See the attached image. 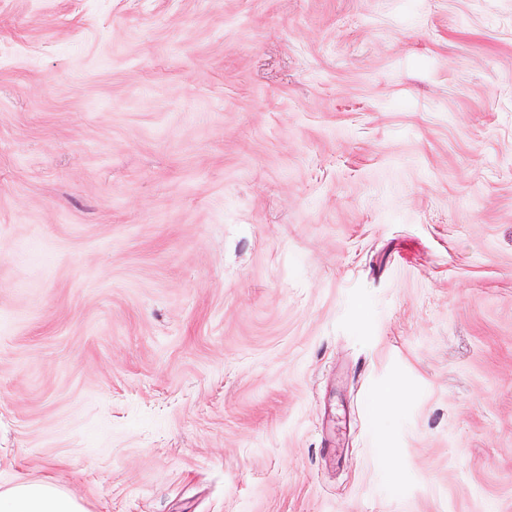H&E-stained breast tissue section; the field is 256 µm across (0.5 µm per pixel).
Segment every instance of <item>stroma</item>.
Instances as JSON below:
<instances>
[{"label": "stroma", "mask_w": 512, "mask_h": 512, "mask_svg": "<svg viewBox=\"0 0 512 512\" xmlns=\"http://www.w3.org/2000/svg\"><path fill=\"white\" fill-rule=\"evenodd\" d=\"M42 479L512 512V0H0V492Z\"/></svg>", "instance_id": "35a3bbf8"}]
</instances>
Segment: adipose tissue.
I'll use <instances>...</instances> for the list:
<instances>
[{"instance_id":"1","label":"adipose tissue","mask_w":512,"mask_h":512,"mask_svg":"<svg viewBox=\"0 0 512 512\" xmlns=\"http://www.w3.org/2000/svg\"><path fill=\"white\" fill-rule=\"evenodd\" d=\"M0 512H86L73 496L51 481L19 482L0 493Z\"/></svg>"}]
</instances>
